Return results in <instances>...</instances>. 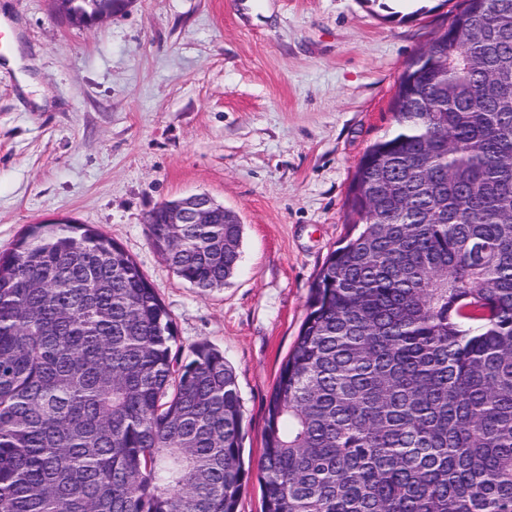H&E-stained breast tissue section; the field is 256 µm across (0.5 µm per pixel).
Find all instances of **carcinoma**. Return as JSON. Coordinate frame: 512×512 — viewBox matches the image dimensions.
I'll list each match as a JSON object with an SVG mask.
<instances>
[{"label":"carcinoma","instance_id":"carcinoma-1","mask_svg":"<svg viewBox=\"0 0 512 512\" xmlns=\"http://www.w3.org/2000/svg\"><path fill=\"white\" fill-rule=\"evenodd\" d=\"M391 112L267 403L262 512H512V0H462ZM147 226L202 292L240 265L241 224ZM176 344L117 242L31 225L0 255V512H237L235 372Z\"/></svg>","mask_w":512,"mask_h":512}]
</instances>
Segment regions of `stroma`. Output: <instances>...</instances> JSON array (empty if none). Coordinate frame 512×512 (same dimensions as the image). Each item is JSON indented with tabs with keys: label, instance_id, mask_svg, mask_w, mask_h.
Masks as SVG:
<instances>
[{
	"label": "stroma",
	"instance_id": "1",
	"mask_svg": "<svg viewBox=\"0 0 512 512\" xmlns=\"http://www.w3.org/2000/svg\"><path fill=\"white\" fill-rule=\"evenodd\" d=\"M460 0L402 21L373 0H128L75 26L52 0H0L48 99L0 65V254L29 225L90 224L140 265L182 355L206 341L236 372L238 512H262L266 405L328 254L350 231L353 173L393 129L407 63ZM207 193L243 225L238 271L200 292L152 248L147 215Z\"/></svg>",
	"mask_w": 512,
	"mask_h": 512
}]
</instances>
